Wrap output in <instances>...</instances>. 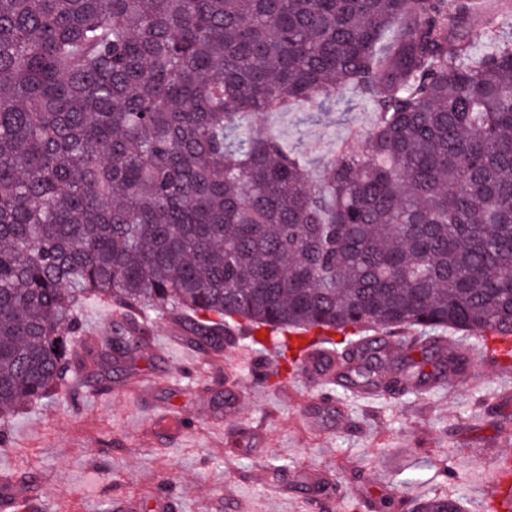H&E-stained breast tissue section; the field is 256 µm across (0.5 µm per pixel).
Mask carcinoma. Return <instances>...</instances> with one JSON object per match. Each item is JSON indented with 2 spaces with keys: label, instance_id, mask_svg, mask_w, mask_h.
Instances as JSON below:
<instances>
[{
  "label": "carcinoma",
  "instance_id": "1",
  "mask_svg": "<svg viewBox=\"0 0 512 512\" xmlns=\"http://www.w3.org/2000/svg\"><path fill=\"white\" fill-rule=\"evenodd\" d=\"M477 4L0 0V419L67 392L89 296L183 314L200 349L238 324L294 366L338 332L341 386L400 395L466 359L431 335L435 370L396 371L349 330L512 336V44L473 53ZM343 87L376 121L316 185L277 135L228 140Z\"/></svg>",
  "mask_w": 512,
  "mask_h": 512
}]
</instances>
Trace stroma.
<instances>
[{"label": "stroma", "instance_id": "obj_1", "mask_svg": "<svg viewBox=\"0 0 512 512\" xmlns=\"http://www.w3.org/2000/svg\"><path fill=\"white\" fill-rule=\"evenodd\" d=\"M482 7L496 26L490 36L474 24L477 54L512 40V0H482ZM375 120L347 88L330 109L299 103L254 123L287 141L314 175L342 147L362 148ZM177 322L152 314L150 341L100 366L108 391L81 379L68 396L9 419L0 473L24 477L27 512H119L163 496L168 512H309L294 483L337 489L362 512L388 494L442 489L468 512H485L495 459L512 455V439L479 407L512 416V367L483 361L481 340L468 341L473 382L399 398L339 391L323 406L290 383L280 362L256 381L228 348L196 360L178 349L169 358L156 354ZM134 378L146 390L130 389ZM446 458L457 471L450 481L442 475Z\"/></svg>", "mask_w": 512, "mask_h": 512}]
</instances>
